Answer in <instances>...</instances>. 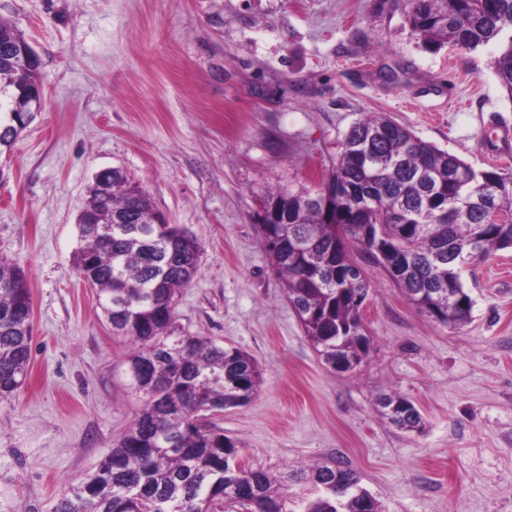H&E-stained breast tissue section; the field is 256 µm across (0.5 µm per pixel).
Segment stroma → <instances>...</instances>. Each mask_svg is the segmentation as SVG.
Returning <instances> with one entry per match:
<instances>
[{
	"label": "stroma",
	"mask_w": 512,
	"mask_h": 512,
	"mask_svg": "<svg viewBox=\"0 0 512 512\" xmlns=\"http://www.w3.org/2000/svg\"><path fill=\"white\" fill-rule=\"evenodd\" d=\"M410 0H0L42 62L44 107L0 154V258L33 300L30 375L0 399V512H53L142 402L125 344L79 276L77 216L121 168L200 243L178 328L249 353L246 405L212 417L272 475L339 461L381 512H512V249L465 266L458 328L365 263L370 341L353 372L305 336L261 244L267 192L312 189L350 126L379 112L475 169L512 171V99L495 47L425 46ZM423 416L391 425L375 399ZM377 405L390 424L405 431H416L421 427V414L410 400L392 394H381ZM392 408V410H390Z\"/></svg>",
	"instance_id": "1"
}]
</instances>
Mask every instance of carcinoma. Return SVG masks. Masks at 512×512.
<instances>
[{"label":"carcinoma","mask_w":512,"mask_h":512,"mask_svg":"<svg viewBox=\"0 0 512 512\" xmlns=\"http://www.w3.org/2000/svg\"><path fill=\"white\" fill-rule=\"evenodd\" d=\"M407 21L429 45L470 52L494 45V73L512 99V0H410ZM0 20V148L35 114L10 111L14 98L42 88L40 65H28ZM312 190L269 192L287 203L286 218L263 225L262 243L305 336L324 363L355 370L369 352L361 305L370 284L355 245L381 265L423 314L459 327L471 316L463 265L512 248V221L488 222L512 207V172L477 170L381 113L356 121L336 166ZM78 225L75 264L96 289L98 306L130 351L122 362L128 389L143 407L93 474L68 488L53 512H288L284 482L310 481L321 494L299 512H381L358 472L338 463L276 478L235 467L239 443L207 414L252 400L261 380L255 360L238 348L177 332L176 298L199 270L201 247L176 224H148L149 195L119 169L89 190ZM119 218L112 233L104 222ZM32 297L24 270L0 260V398L25 383L30 365ZM393 426L416 431L410 400L381 394Z\"/></svg>","instance_id":"carcinoma-1"}]
</instances>
